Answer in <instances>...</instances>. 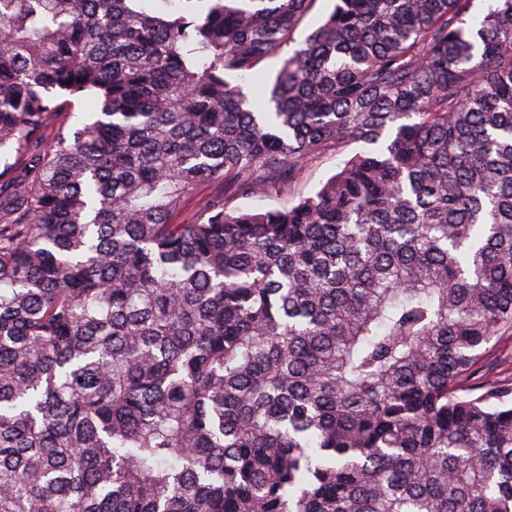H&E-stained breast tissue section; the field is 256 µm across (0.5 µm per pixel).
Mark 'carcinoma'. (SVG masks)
<instances>
[{
    "mask_svg": "<svg viewBox=\"0 0 512 512\" xmlns=\"http://www.w3.org/2000/svg\"><path fill=\"white\" fill-rule=\"evenodd\" d=\"M313 2L0 0V512H512V0ZM332 3L331 0H317L314 3L312 9L306 15L295 33L294 37L296 43H292L285 52L288 51L291 53L293 49L298 47V43L302 42L320 24L324 14L332 7ZM284 53L282 55H284ZM279 60V58H271L264 63V71L266 76L264 83L255 84L253 82H247L243 84V91L248 95L252 102L259 104L264 101L267 85L273 80L279 68ZM491 365L483 369L481 380L490 379L507 383L512 377V342L505 340L500 344Z\"/></svg>",
    "mask_w": 512,
    "mask_h": 512,
    "instance_id": "cac0c4a2",
    "label": "carcinoma"
}]
</instances>
